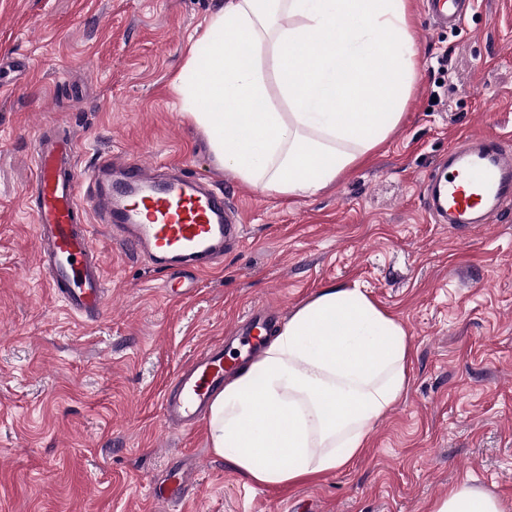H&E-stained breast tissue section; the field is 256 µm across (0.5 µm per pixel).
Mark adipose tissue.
I'll use <instances>...</instances> for the list:
<instances>
[{
    "mask_svg": "<svg viewBox=\"0 0 512 512\" xmlns=\"http://www.w3.org/2000/svg\"><path fill=\"white\" fill-rule=\"evenodd\" d=\"M206 54L173 91L214 157L247 186L315 195L399 126L417 72L407 0H225ZM408 333L358 286L333 285L267 338L215 397L218 456L258 486L349 465L407 386ZM431 512H512L471 481Z\"/></svg>",
    "mask_w": 512,
    "mask_h": 512,
    "instance_id": "ef3b65f1",
    "label": "adipose tissue"
}]
</instances>
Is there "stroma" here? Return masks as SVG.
I'll list each match as a JSON object with an SVG mask.
<instances>
[{
	"label": "stroma",
	"mask_w": 512,
	"mask_h": 512,
	"mask_svg": "<svg viewBox=\"0 0 512 512\" xmlns=\"http://www.w3.org/2000/svg\"><path fill=\"white\" fill-rule=\"evenodd\" d=\"M224 0H0V512H167L151 494L187 466V512H431L462 480L512 502V217L463 236L430 223L419 182L476 131L512 139V0H477L451 31L408 0L417 79L389 138L309 197L258 192L222 173L172 84ZM447 57V69L437 60ZM65 120L89 172L98 156L196 177L222 173L243 246L169 300L164 277L101 224L102 317L72 315L36 262L26 190L32 141ZM358 285L405 326L408 385L346 468L291 487L248 483L206 424L160 418L173 373L251 306L293 313Z\"/></svg>",
	"instance_id": "stroma-1"
}]
</instances>
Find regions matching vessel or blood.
I'll list each match as a JSON object with an SVG mask.
<instances>
[{"mask_svg": "<svg viewBox=\"0 0 512 512\" xmlns=\"http://www.w3.org/2000/svg\"><path fill=\"white\" fill-rule=\"evenodd\" d=\"M475 0H422L430 28L455 29ZM35 179L26 193L37 262L55 297L76 314L98 318L106 301L102 254L90 231L91 219L104 224L116 245L146 260L166 276L164 292L187 297L185 275L216 268L227 251L240 247L244 224L238 206L214 188L183 173L174 163L168 174L132 159L103 158L90 177L76 164V139L41 128L33 140ZM419 195L427 218L456 231L500 222L512 211V142L487 131L449 146L427 173ZM282 314L279 306L251 308L229 330L230 340L205 345L166 385L160 413L167 428L195 427L224 389L236 361L251 356ZM189 481L180 467L153 489L156 502L180 501Z\"/></svg>", "mask_w": 512, "mask_h": 512, "instance_id": "1", "label": "vessel or blood"}]
</instances>
